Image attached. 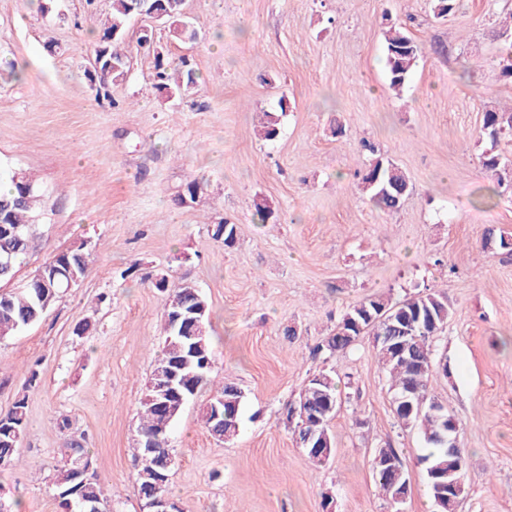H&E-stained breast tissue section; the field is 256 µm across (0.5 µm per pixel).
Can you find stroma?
<instances>
[{
    "label": "stroma",
    "mask_w": 512,
    "mask_h": 512,
    "mask_svg": "<svg viewBox=\"0 0 512 512\" xmlns=\"http://www.w3.org/2000/svg\"><path fill=\"white\" fill-rule=\"evenodd\" d=\"M186 10L197 40L162 26L155 36L198 72L194 97L158 96L153 51L133 44L105 100L86 74V48L109 0H0V172L25 173L44 194L33 247L0 289L24 286L60 250L81 246L91 260L39 323L0 340V411L28 399L0 503L60 512L49 476L72 431L111 486L110 512H143L132 446L163 342L154 283L164 275L207 297L215 352L212 385L169 435V495L181 512H391L371 470L388 446L409 477L403 512H435L426 444L397 424L371 340L312 353L367 295L425 289L452 308L436 341L448 371L431 392L460 424L457 512H512V255L481 250L487 229L512 236V192L475 202L490 184L482 116L512 105V80L499 76L512 50L499 18L512 0H458L442 19L433 0H187ZM385 19L424 47L399 94L388 88ZM282 99L278 137L256 138V114ZM375 154L413 185L392 213L359 190ZM196 179L203 193L180 202ZM259 200L271 210L264 222ZM223 222L237 227L233 247L213 237ZM33 368L40 384L28 391ZM321 370L335 375L341 407L333 455L316 467L287 415ZM227 381L245 394L231 444L199 417ZM64 418L70 431L58 427Z\"/></svg>",
    "instance_id": "stroma-1"
}]
</instances>
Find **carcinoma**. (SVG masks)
Masks as SVG:
<instances>
[{"label": "carcinoma", "instance_id": "1", "mask_svg": "<svg viewBox=\"0 0 512 512\" xmlns=\"http://www.w3.org/2000/svg\"><path fill=\"white\" fill-rule=\"evenodd\" d=\"M134 0H111L109 16L98 30L96 41L89 46L90 55L102 54L107 66L90 76L96 84L97 94L107 92L110 84L124 79L129 69V56L124 45L129 34L130 19L137 15L132 10ZM145 17L161 16L169 31L181 36L185 18V0H141ZM384 48L389 85L401 90L408 81L423 54V47L408 30L394 23L384 24ZM140 47L152 49L155 58L153 88L162 97L186 98L195 93L199 76L184 57L170 60L163 46L149 40L141 32L136 40ZM481 132L492 145L503 138H512V109H490L483 114ZM279 134V116L273 112L262 113L257 135L271 141ZM481 167L496 187L478 197L481 205L490 203L502 187L512 189V177L506 176L507 157L489 150L480 157ZM362 190L377 209L392 212L401 207L413 192V186L396 164L376 158L364 165L359 172ZM40 204L37 188L26 189L22 180L11 174L9 190L0 194V281L10 280L16 272L18 261L27 254L35 235L32 214ZM89 271L88 253L84 247L55 253L37 278L13 292H0V340L15 335L24 328L40 322L51 307L65 294L70 284L82 279ZM167 293L163 308L164 342L154 361L148 386L139 399L138 425L134 438L133 456L137 467L136 487L141 501L148 500V493L159 491L169 494L172 471V449L168 435L179 419L174 400L163 398L157 391L159 377L174 370L177 372L176 389L184 401L211 383L215 365L209 320L210 306L205 295L194 285L184 282L171 284L161 278L155 284ZM451 308L448 297L429 290L417 292L393 301L374 293L351 306L336 324L331 334L314 347L321 353L345 352L361 337L369 336L376 350L380 367L387 373L392 397V410L398 425L416 429L426 445L431 448L423 457L426 478L436 512H455L464 493L465 461L460 449L448 448L441 440L453 428L455 415L446 411L438 418L431 410L442 405L431 394L436 365L435 347L439 335L448 325ZM394 336H402L409 343L412 357L406 361L393 349ZM299 394L309 408L307 416L288 408V421L293 425V435L298 447L309 460L317 465L329 461L325 454L334 448L310 451L303 443L304 434L317 432L333 441L330 423L340 408L336 377L320 371L308 378ZM215 396L224 398V415L217 418L205 404L200 417L208 431L219 441H233L239 434L240 410L244 393L234 383L220 387ZM28 397L18 398L12 407L0 412V469L13 466L27 426ZM152 442L154 447L145 444ZM91 457L90 450L77 439H68L61 448L62 464L55 467L50 481L58 495L60 509L69 504L83 503L84 509L94 506L106 509L107 489L95 474L71 499L62 497L69 486L68 454ZM376 484L389 500L407 492L408 475L403 463L396 467L385 466L374 458L371 463Z\"/></svg>", "mask_w": 512, "mask_h": 512}]
</instances>
